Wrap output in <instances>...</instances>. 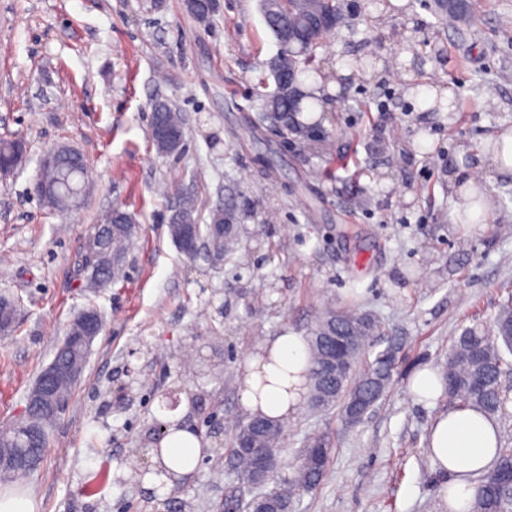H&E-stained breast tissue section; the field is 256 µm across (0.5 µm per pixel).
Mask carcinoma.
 <instances>
[{
	"label": "carcinoma",
	"instance_id": "carcinoma-1",
	"mask_svg": "<svg viewBox=\"0 0 512 512\" xmlns=\"http://www.w3.org/2000/svg\"><path fill=\"white\" fill-rule=\"evenodd\" d=\"M301 0H279L276 15H265L266 24L277 41H282L285 26L299 27L302 24L300 12ZM187 12L200 24L209 23L216 10V0H185ZM329 35L326 30L312 34L307 54L294 62L288 53L279 52L268 63L273 78V91L260 95L264 113L259 120L271 123L280 121L294 127L308 129L311 135L294 134L286 129L278 131L283 138H291L298 146L309 148L317 142H326L323 129L312 126L300 119L307 110L303 99L288 108V96L277 85L288 70L295 71L297 84H302L301 76L309 72L320 73L314 65L315 49L321 40ZM164 126L177 132L180 141H185L184 125L181 114L168 105L154 107L152 127ZM88 173L87 163L81 156L69 152L61 155L59 183L55 194L42 197L51 208H56L60 200L79 188ZM232 217L233 223L240 222V215L234 207L215 208L209 214V223L199 224L195 216V207H187V219L192 222V234L198 241L206 243L210 250L220 257H231L237 250V234L231 232L218 236L213 232L214 225L224 223V217ZM135 225L128 212L115 209L110 224L99 225L90 238L100 241L97 251L83 249L78 267L88 288H104L109 285L112 261L123 259L125 250L132 242ZM383 334L375 318L355 308H336L328 306L319 316L307 336L309 345V364L307 388L326 399L311 409L317 412L338 408L341 415L354 411L355 423H360L386 395L397 362L398 346L391 342L383 351L369 359V345L373 338ZM340 335L353 337L352 344L345 355V368L332 373L326 369L328 360L336 353L332 338ZM512 355V294L495 318L492 329L477 327L466 328L458 336L449 353L444 372V393L448 397V408L455 410L478 409L491 416L507 411L509 394L512 387L505 384L507 375L512 373V361L504 353ZM75 380L66 375L59 376L54 382L55 397L66 403L70 399ZM57 416L30 411L8 430L0 431V448H15L18 454L29 456L39 454L47 447L49 432ZM250 420L238 419L232 425V439L227 453L233 461V491L224 498V512H239L241 504L238 490L251 489L255 498L275 500L294 509V498L301 493L310 492L318 487L324 478L332 449L316 439L307 442L301 449L297 462L288 476L269 475L263 481L254 480L256 469V448L245 447L244 429ZM472 512H512V446H502L491 468L474 485V504Z\"/></svg>",
	"mask_w": 512,
	"mask_h": 512
}]
</instances>
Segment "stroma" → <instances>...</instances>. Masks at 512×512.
I'll use <instances>...</instances> for the list:
<instances>
[{"label":"stroma","instance_id":"obj_1","mask_svg":"<svg viewBox=\"0 0 512 512\" xmlns=\"http://www.w3.org/2000/svg\"><path fill=\"white\" fill-rule=\"evenodd\" d=\"M469 17L439 21L433 0H356L316 50L328 79L355 69L317 112L328 153L357 152L361 177L326 173L322 156L286 146L258 124L254 84L279 46L260 0H220L200 26L184 0H0V139L25 158L0 179V297L18 304L0 335V428L26 396L72 320L96 307L94 340L39 467L10 481L35 512H214L230 488L226 417L243 416L241 368L260 344L307 335L326 301L359 296L400 345L387 395L359 426L301 406L286 426L290 466L313 437L334 453L296 512H444L448 477L427 437L447 397L415 398L413 375L442 371L462 330L491 326L512 293V176L477 159L512 128V0H468ZM452 88L456 109H422L412 84ZM183 117L185 146L158 154L155 102ZM79 151L93 188L69 213L34 185L44 153ZM483 181L492 210L463 232L457 183ZM200 223L244 210L233 260L189 259L168 222L183 199ZM137 233L122 276L86 288L83 244L113 208ZM205 443L196 468L165 493L147 488V445L161 400Z\"/></svg>","mask_w":512,"mask_h":512}]
</instances>
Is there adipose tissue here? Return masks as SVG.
<instances>
[{
  "mask_svg": "<svg viewBox=\"0 0 512 512\" xmlns=\"http://www.w3.org/2000/svg\"><path fill=\"white\" fill-rule=\"evenodd\" d=\"M308 353L304 337L288 333L268 341L262 354L250 357L241 378V405L251 414L285 420L303 400ZM500 446L493 418L467 409L441 413L433 423L428 448L450 477L442 490L448 512H469L470 477L485 470Z\"/></svg>",
  "mask_w": 512,
  "mask_h": 512,
  "instance_id": "ef3b65f1",
  "label": "adipose tissue"
}]
</instances>
